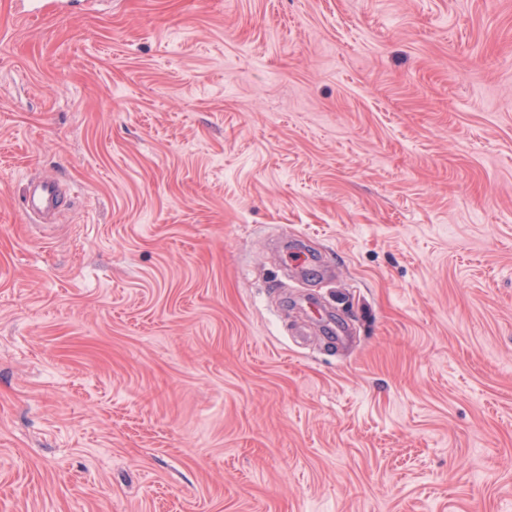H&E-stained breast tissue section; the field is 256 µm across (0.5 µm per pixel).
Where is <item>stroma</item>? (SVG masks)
I'll use <instances>...</instances> for the list:
<instances>
[{
    "label": "stroma",
    "instance_id": "1",
    "mask_svg": "<svg viewBox=\"0 0 512 512\" xmlns=\"http://www.w3.org/2000/svg\"><path fill=\"white\" fill-rule=\"evenodd\" d=\"M0 512H512V0H0ZM64 191L57 179L35 177L28 182L23 211L34 223H46L60 207Z\"/></svg>",
    "mask_w": 512,
    "mask_h": 512
}]
</instances>
